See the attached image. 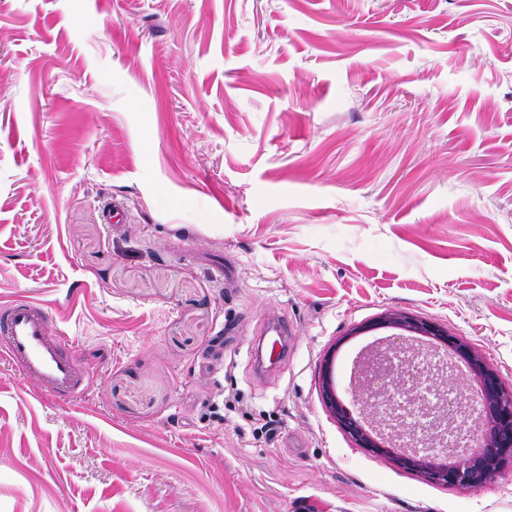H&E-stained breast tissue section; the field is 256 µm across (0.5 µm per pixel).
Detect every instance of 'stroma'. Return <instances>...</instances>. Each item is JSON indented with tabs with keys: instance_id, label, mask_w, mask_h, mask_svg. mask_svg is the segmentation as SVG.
<instances>
[{
	"instance_id": "1",
	"label": "stroma",
	"mask_w": 512,
	"mask_h": 512,
	"mask_svg": "<svg viewBox=\"0 0 512 512\" xmlns=\"http://www.w3.org/2000/svg\"><path fill=\"white\" fill-rule=\"evenodd\" d=\"M16 298L91 375L52 399L0 357V512H512V461L426 479L319 393L389 310L512 388V0H0Z\"/></svg>"
}]
</instances>
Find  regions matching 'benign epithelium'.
Here are the masks:
<instances>
[{
	"mask_svg": "<svg viewBox=\"0 0 512 512\" xmlns=\"http://www.w3.org/2000/svg\"><path fill=\"white\" fill-rule=\"evenodd\" d=\"M374 327L393 329L395 333L387 349H373L361 359L358 382L353 391L360 402L359 410H351L339 397L332 376L334 354L327 356L321 372V396L329 414L359 447L393 458L401 466L433 481L475 489L499 476L507 461L512 459V388L503 384L498 372L466 339L451 335L429 321L391 310L379 316ZM418 341H429L446 348L454 359L464 364V381L476 391L479 437L475 448L465 455L457 454L453 448H447L441 454L400 447L397 441L407 416H395L370 402V389L377 383L407 386L411 370H394L386 365V358L397 350L407 356V361H412L411 345ZM408 403L411 410H418L422 416L430 418L432 440L443 439L453 426L445 405H424L414 394L408 398Z\"/></svg>",
	"mask_w": 512,
	"mask_h": 512,
	"instance_id": "7a95c632",
	"label": "benign epithelium"
}]
</instances>
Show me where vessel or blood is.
<instances>
[{"label":"vessel or blood","mask_w":512,"mask_h":512,"mask_svg":"<svg viewBox=\"0 0 512 512\" xmlns=\"http://www.w3.org/2000/svg\"><path fill=\"white\" fill-rule=\"evenodd\" d=\"M0 354L54 398L73 399L85 387L87 370L53 333L41 303L0 306Z\"/></svg>","instance_id":"1"}]
</instances>
